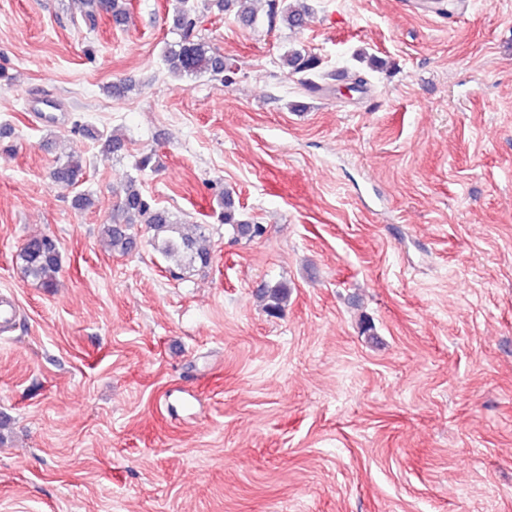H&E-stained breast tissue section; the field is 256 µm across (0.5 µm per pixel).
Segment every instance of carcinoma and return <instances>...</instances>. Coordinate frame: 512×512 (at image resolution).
I'll return each instance as SVG.
<instances>
[{
	"instance_id": "carcinoma-1",
	"label": "carcinoma",
	"mask_w": 512,
	"mask_h": 512,
	"mask_svg": "<svg viewBox=\"0 0 512 512\" xmlns=\"http://www.w3.org/2000/svg\"><path fill=\"white\" fill-rule=\"evenodd\" d=\"M80 3L101 10L112 17L117 24H123L129 18L127 0H80ZM227 7L232 3L239 5L238 17L247 26L258 23L260 9L255 7L257 0H218ZM269 25L281 23L290 29L303 26L307 9L302 0H268L265 12ZM174 25L182 32L181 39L166 44L163 50V62L169 73L178 77L213 73L215 75L231 72V65L224 56L213 53L193 32L197 26L195 5L181 0L177 8ZM282 68L287 73L305 74L307 79L302 85L310 90L319 88L316 79L323 78L320 58L304 48H289L280 57ZM83 174V159L79 154L68 156L66 161L56 164L52 171L53 181L62 188H72L79 183ZM224 205V223L231 226L238 238L252 240L263 234V227L240 218L228 192L222 193ZM135 224H144L151 232L153 247L167 260L181 269L199 263L207 265L209 253L200 248L203 226L197 224L190 231L173 214L156 206L145 196L137 180L130 179L122 205L112 214V222L101 225V233L107 238L112 251L120 254L130 253L135 239L129 230ZM17 261L25 277L32 279L43 288L56 287L60 268V252L57 239L48 235H36L27 239L17 254ZM290 289L286 285L268 288L263 292L265 308L270 313L279 311L288 301Z\"/></svg>"
}]
</instances>
